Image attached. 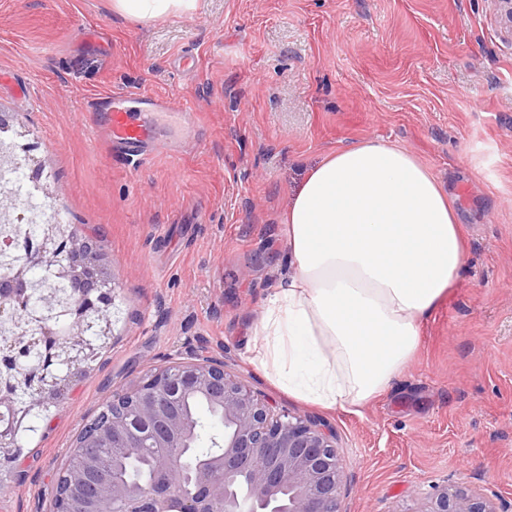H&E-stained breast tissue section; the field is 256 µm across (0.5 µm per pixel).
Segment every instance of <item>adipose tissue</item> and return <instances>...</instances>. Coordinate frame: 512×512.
I'll use <instances>...</instances> for the list:
<instances>
[{
	"mask_svg": "<svg viewBox=\"0 0 512 512\" xmlns=\"http://www.w3.org/2000/svg\"><path fill=\"white\" fill-rule=\"evenodd\" d=\"M197 3L112 0V9L143 22ZM282 222L292 275L255 326L260 362L297 400H368L416 351L421 319L466 264L448 195L413 154L366 140L313 167Z\"/></svg>",
	"mask_w": 512,
	"mask_h": 512,
	"instance_id": "ef3b65f1",
	"label": "adipose tissue"
}]
</instances>
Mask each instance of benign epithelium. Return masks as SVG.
I'll return each mask as SVG.
<instances>
[{
	"mask_svg": "<svg viewBox=\"0 0 512 512\" xmlns=\"http://www.w3.org/2000/svg\"><path fill=\"white\" fill-rule=\"evenodd\" d=\"M512 41V0H491ZM57 266L74 286L64 328L0 337V466L14 461L17 436L32 403L57 394L73 368L93 350L86 333L107 335L110 289L98 244L65 224H46L29 243L25 261L0 286V320L27 309L26 280L34 268ZM30 399L24 404L20 396ZM202 401L224 427L220 452L196 457L198 420L188 410ZM155 449L150 479L119 475L117 456L86 453L72 482L92 490L82 512H339L343 488L333 433L319 420L278 413L263 395L228 373L224 361L174 362L150 373L132 392L112 396V419L75 441L77 448ZM419 512H497L494 502L466 488L423 494Z\"/></svg>",
	"mask_w": 512,
	"mask_h": 512,
	"instance_id": "obj_1",
	"label": "benign epithelium"
}]
</instances>
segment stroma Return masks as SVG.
Instances as JSON below:
<instances>
[{"mask_svg": "<svg viewBox=\"0 0 512 512\" xmlns=\"http://www.w3.org/2000/svg\"><path fill=\"white\" fill-rule=\"evenodd\" d=\"M112 94L185 100L194 120L148 113L164 148L116 155L94 132ZM0 115L46 220L98 241L115 297L109 339L20 432L0 512H51L100 405L205 357L331 429L341 512H414L460 484L512 512V42L490 0H201L148 22L112 0H0ZM369 139L439 179L469 256L383 392L324 409L272 382L253 325L290 271L289 200Z\"/></svg>", "mask_w": 512, "mask_h": 512, "instance_id": "1", "label": "stroma"}]
</instances>
